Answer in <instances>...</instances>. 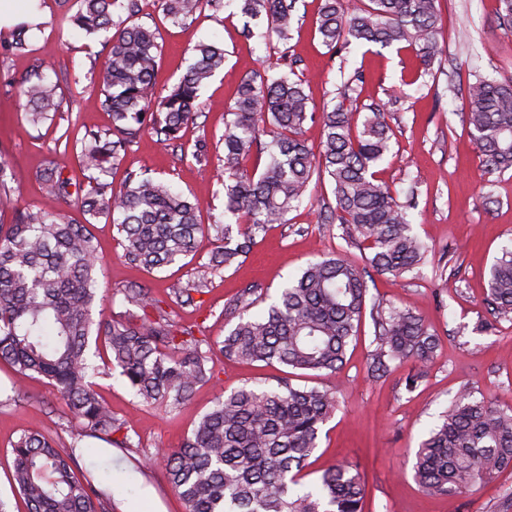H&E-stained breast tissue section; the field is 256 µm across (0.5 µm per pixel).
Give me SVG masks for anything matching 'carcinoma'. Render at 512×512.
Instances as JSON below:
<instances>
[{"mask_svg":"<svg viewBox=\"0 0 512 512\" xmlns=\"http://www.w3.org/2000/svg\"><path fill=\"white\" fill-rule=\"evenodd\" d=\"M157 2L177 24L204 6L215 13L224 9V0ZM239 2L242 14L266 19L267 36L288 43L295 0ZM139 12L140 0H80L68 17L88 34L108 33L99 80L112 132H85L81 161L88 171L103 173L107 164H119L120 151L145 131L177 139L201 112V90L224 66V49L199 43L179 81L166 94L156 93L158 32L134 22ZM441 29L438 0H323L317 26L332 49L352 43L411 48L426 66L439 52ZM28 31L25 24L15 28L8 44L13 53L28 51ZM304 84L286 73L246 76L224 113L219 179L224 214L242 224L237 240L230 224H200V202L163 181L130 174L117 191L95 178L85 189L62 167L43 171L42 187L52 197L75 198L83 221L22 210L13 223L0 224V362L46 379L78 423L67 450L40 430L25 431L13 442L10 485L26 512H114L112 475L79 477L74 470L77 445L85 437L125 450L139 447L128 420L115 415L96 389L100 345L109 370L118 372L142 402L170 411L188 402L198 386L221 382L216 350L228 360L335 373L365 315L372 320L375 343L368 377L377 380L405 361L424 362L434 353L436 336L419 316L367 300L368 271L396 277L417 273L430 252L414 232L406 206L377 179V167L392 148L387 114L342 101L324 110L316 154L302 138L305 124L315 118ZM19 96L36 127L61 108L57 84L39 72L21 79ZM467 123L487 169L512 167V79L473 85ZM256 151L267 155L265 162L243 167ZM314 177L328 181L334 194L335 208L325 221L340 224L362 252L363 264L341 253L313 257L299 275L261 299V310L240 317L221 342L176 322L138 282L120 293L142 308L140 322L93 320L101 262L93 221L112 218L123 237L122 257L150 270L188 258L198 236L213 233L214 248L197 281L169 293L170 302L181 306L192 293H205L211 271L232 265L270 225L286 222ZM487 284L490 318L481 323L486 331L512 320V246L492 264ZM337 406L335 389L297 386L286 375L274 385L245 383L222 392L181 446L163 452L168 483L186 512H364L365 489L353 464L336 463L311 485L303 483ZM508 467L512 409L464 388L420 444L413 470L425 492L447 496L477 488Z\"/></svg>","mask_w":512,"mask_h":512,"instance_id":"1","label":"carcinoma"}]
</instances>
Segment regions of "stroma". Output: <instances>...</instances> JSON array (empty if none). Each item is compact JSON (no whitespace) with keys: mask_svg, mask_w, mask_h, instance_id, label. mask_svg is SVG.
Instances as JSON below:
<instances>
[{"mask_svg":"<svg viewBox=\"0 0 512 512\" xmlns=\"http://www.w3.org/2000/svg\"><path fill=\"white\" fill-rule=\"evenodd\" d=\"M442 16L441 52L430 69H423L409 50L351 45L336 50L323 45L316 31L320 0H297L295 26L288 44L259 37L245 38L244 20L236 4L224 12L202 11L175 24L155 0H141L139 24L159 33L156 87L167 91L184 73L196 44L216 43L224 49V66L202 94L204 109L177 141L144 134L127 147L116 168L107 174L121 187L127 172L144 173L172 184L202 205L201 224H224V189L192 152L198 139L210 144L212 158L224 154V112L232 105L242 78L265 68L308 78L305 91L310 108L319 113L347 92L357 107L380 105L394 131L392 150L380 167V178L398 197L410 202L415 231L431 247L419 273L400 277L374 276L369 294L411 309L439 338L425 363L406 362L380 380L367 376L373 350V325L364 320L345 363L334 375L295 377L298 385L341 389L339 407L322 429L309 473L337 462L357 464L365 484V512H505L503 494L512 488L507 469L474 491L432 496L413 479L416 451L435 425L439 413L464 386L478 389L499 407L512 408V320L482 331L487 318L484 297L488 270L502 247L512 244V169L487 171L465 116L469 87L478 79L512 78V24L503 23L498 0H439ZM76 0H40L41 21L33 32L27 55L8 52L10 32H0V173L10 201L0 205V224H9L19 209L81 214L73 201L45 194L39 171L57 164L73 179L89 174L78 154L86 129H107L110 113L101 107L102 86L97 73L106 60L103 39L74 29L64 14L75 13ZM57 83L63 107L54 122L33 126L18 83L32 72ZM311 201L293 209L284 224L271 225L257 237L241 264L211 274L200 303L174 309L182 325H202L206 335L224 337L240 313L232 300L252 287L259 295L274 293L300 273L314 254L349 251L339 224H325L321 211L334 207L328 182L311 183ZM102 257L98 275L97 310L104 318L138 322L142 309L123 303L119 288L139 282L151 298L168 300L175 285L193 280L208 263L214 248L210 236L198 239L193 261L148 271L125 262L122 241L111 221L91 227ZM221 386L197 388L192 399L173 412L142 403L115 373L97 377L98 391L113 412L128 418L137 440L149 454L175 448L219 391L278 375V366L261 367L221 360ZM425 376L414 391L405 379L415 370ZM26 429L52 434L60 447L73 442L74 426L65 404L49 393L38 376L18 373L0 364V497L11 512H20L7 476L12 468L11 441ZM80 465L92 472H110L117 484L116 512H186L171 490L163 463L136 470L126 452L96 439H87Z\"/></svg>","mask_w":512,"mask_h":512,"instance_id":"stroma-1","label":"stroma"}]
</instances>
